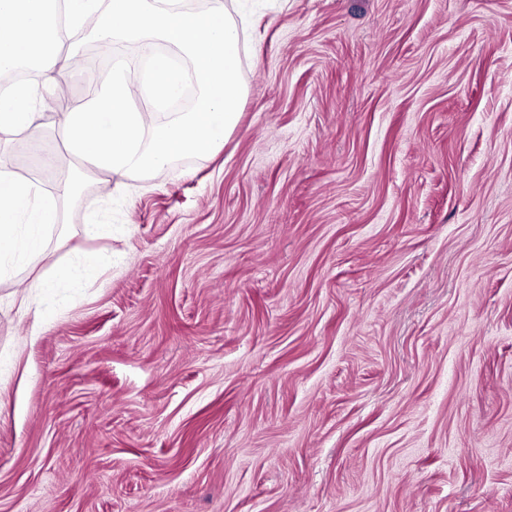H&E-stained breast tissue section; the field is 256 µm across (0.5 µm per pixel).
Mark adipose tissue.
<instances>
[{
	"label": "adipose tissue",
	"instance_id": "1",
	"mask_svg": "<svg viewBox=\"0 0 512 512\" xmlns=\"http://www.w3.org/2000/svg\"><path fill=\"white\" fill-rule=\"evenodd\" d=\"M0 74L20 65L40 71L47 80L74 71L72 55L62 52V26L79 27L89 16L99 20L95 31L102 47L126 36L139 42L152 64V85L158 98H179L187 74L200 87L191 111L166 123L131 105L133 80L115 66L111 80L85 107L65 113L63 134L71 155L97 173L110 177L148 175L179 157L212 156L236 128L245 97L240 79L239 28L222 0L203 12L183 8L182 0H0ZM178 51L174 65L158 45ZM37 87L19 84L0 94V133L37 138L41 126L32 102ZM57 222L52 198L34 183L0 173V280L15 279L22 295L50 292L60 284L79 287L111 267L100 255L75 266L41 270L48 229ZM33 277L16 279L19 269Z\"/></svg>",
	"mask_w": 512,
	"mask_h": 512
}]
</instances>
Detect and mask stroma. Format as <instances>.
Segmentation results:
<instances>
[{"label":"stroma","mask_w":512,"mask_h":512,"mask_svg":"<svg viewBox=\"0 0 512 512\" xmlns=\"http://www.w3.org/2000/svg\"><path fill=\"white\" fill-rule=\"evenodd\" d=\"M225 2L216 157L79 178L64 113L142 59L92 18L78 74L32 78L57 166L0 134L49 263L112 255L0 282V512H512V0ZM112 261L106 255L89 258L84 263L75 266H51L48 270L36 274L34 277L15 280L17 288L23 297L34 291L48 293L58 288L62 282L69 287H79L84 281L95 277L102 269L111 267Z\"/></svg>","instance_id":"35a3bbf8"}]
</instances>
